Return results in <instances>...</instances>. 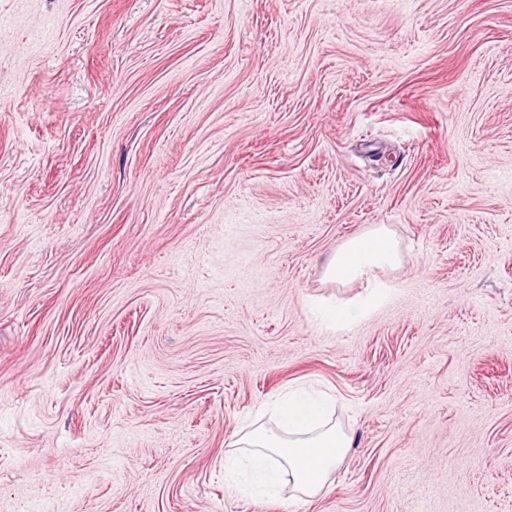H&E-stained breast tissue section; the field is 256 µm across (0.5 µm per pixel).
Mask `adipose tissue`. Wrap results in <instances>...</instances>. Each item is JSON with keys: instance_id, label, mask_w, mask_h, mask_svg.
Listing matches in <instances>:
<instances>
[{"instance_id": "obj_1", "label": "adipose tissue", "mask_w": 512, "mask_h": 512, "mask_svg": "<svg viewBox=\"0 0 512 512\" xmlns=\"http://www.w3.org/2000/svg\"><path fill=\"white\" fill-rule=\"evenodd\" d=\"M400 261L398 242L381 224L348 238L330 259L326 275L346 283ZM335 405V397L324 392H291L261 406L276 425L241 435L234 455L224 460L225 482L251 496L289 490L316 497L351 446L350 435L330 417Z\"/></svg>"}]
</instances>
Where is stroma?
I'll return each instance as SVG.
<instances>
[{"instance_id": "35a3bbf8", "label": "stroma", "mask_w": 512, "mask_h": 512, "mask_svg": "<svg viewBox=\"0 0 512 512\" xmlns=\"http://www.w3.org/2000/svg\"><path fill=\"white\" fill-rule=\"evenodd\" d=\"M304 383L329 486L232 491ZM0 512H512V0H0ZM399 244L388 228L373 225L366 232L348 238L330 259L326 275L337 283L357 279L375 269L394 268L400 264Z\"/></svg>"}]
</instances>
